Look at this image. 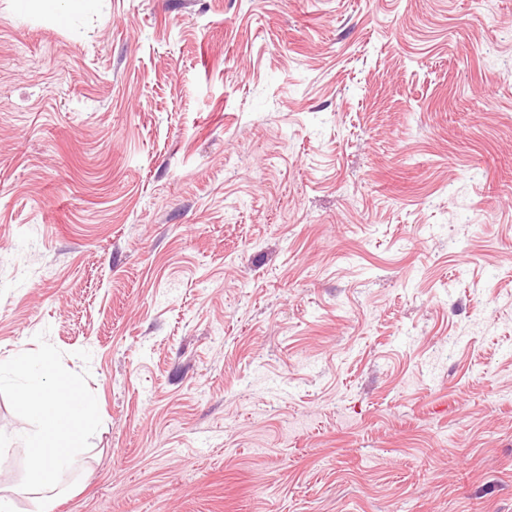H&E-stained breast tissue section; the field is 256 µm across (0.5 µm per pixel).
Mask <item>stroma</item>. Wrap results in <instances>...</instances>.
Returning <instances> with one entry per match:
<instances>
[{"mask_svg":"<svg viewBox=\"0 0 512 512\" xmlns=\"http://www.w3.org/2000/svg\"><path fill=\"white\" fill-rule=\"evenodd\" d=\"M60 10L0 0V357L102 420L54 512H512V0Z\"/></svg>","mask_w":512,"mask_h":512,"instance_id":"35a3bbf8","label":"stroma"}]
</instances>
